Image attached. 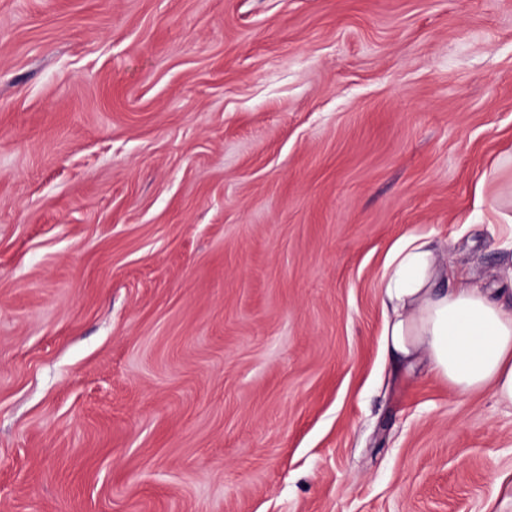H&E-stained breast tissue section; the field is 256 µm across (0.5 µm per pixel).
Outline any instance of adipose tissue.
Listing matches in <instances>:
<instances>
[{"mask_svg":"<svg viewBox=\"0 0 512 512\" xmlns=\"http://www.w3.org/2000/svg\"><path fill=\"white\" fill-rule=\"evenodd\" d=\"M452 272L431 240L400 242L381 278L384 350L409 368L427 357L454 389L488 390L512 406V278L495 290L464 277L450 288Z\"/></svg>","mask_w":512,"mask_h":512,"instance_id":"1","label":"adipose tissue"}]
</instances>
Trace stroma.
Listing matches in <instances>:
<instances>
[{"label":"stroma","mask_w":512,"mask_h":512,"mask_svg":"<svg viewBox=\"0 0 512 512\" xmlns=\"http://www.w3.org/2000/svg\"><path fill=\"white\" fill-rule=\"evenodd\" d=\"M511 154L512 0H0V512H512L379 287Z\"/></svg>","instance_id":"obj_1"}]
</instances>
